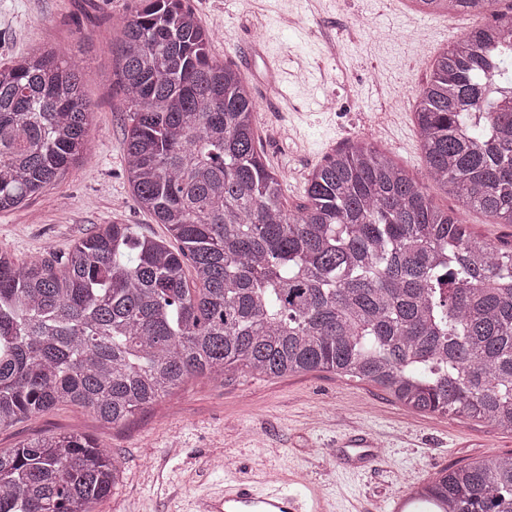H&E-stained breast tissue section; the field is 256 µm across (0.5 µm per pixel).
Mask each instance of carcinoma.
Wrapping results in <instances>:
<instances>
[{
    "mask_svg": "<svg viewBox=\"0 0 512 512\" xmlns=\"http://www.w3.org/2000/svg\"><path fill=\"white\" fill-rule=\"evenodd\" d=\"M501 0H418L489 15L440 53L414 111L430 178L368 144L325 158L306 203L256 147L241 73L214 59L187 0H137L113 75L138 207L179 242L102 224L65 256L0 251V429L71 404L119 425L200 375L327 370L406 409L512 432V251L462 214L512 224V19ZM79 64L44 50L0 64V213L90 154ZM195 272L188 288L184 267ZM118 462L86 435L0 449V512H94ZM430 512H512V455L411 490Z\"/></svg>",
    "mask_w": 512,
    "mask_h": 512,
    "instance_id": "carcinoma-1",
    "label": "carcinoma"
}]
</instances>
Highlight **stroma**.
<instances>
[{"label":"stroma","instance_id":"stroma-1","mask_svg":"<svg viewBox=\"0 0 512 512\" xmlns=\"http://www.w3.org/2000/svg\"><path fill=\"white\" fill-rule=\"evenodd\" d=\"M215 36L212 56L239 69L257 104L259 151L284 172L288 209L304 203L309 173L350 141H364L405 167L433 204L453 199L429 177L412 112L448 40L487 24L484 16L414 11L408 0H190ZM131 0H0V62L51 48L78 59L92 109L91 158L69 167L16 209L0 213V250L27 261L68 254L98 225H130L167 238L138 207L124 172L125 116L113 82L116 46ZM280 60L287 84L273 87L265 63ZM79 433L117 458L120 481L95 512H190L221 488L235 459L258 480L305 474L337 512H393L410 489L490 456L512 453V433L487 423L415 413L364 382L313 371L275 378L198 375L123 424L60 405L0 430V448L47 434ZM374 438L381 453L347 465L343 443Z\"/></svg>","mask_w":512,"mask_h":512}]
</instances>
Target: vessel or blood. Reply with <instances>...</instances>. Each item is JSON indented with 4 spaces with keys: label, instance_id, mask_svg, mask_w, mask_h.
<instances>
[{
    "label": "vessel or blood",
    "instance_id": "obj_1",
    "mask_svg": "<svg viewBox=\"0 0 512 512\" xmlns=\"http://www.w3.org/2000/svg\"><path fill=\"white\" fill-rule=\"evenodd\" d=\"M264 494L249 490L245 481L225 484L215 494L196 499L194 512H329L319 487L311 480L286 481L275 476Z\"/></svg>",
    "mask_w": 512,
    "mask_h": 512
}]
</instances>
